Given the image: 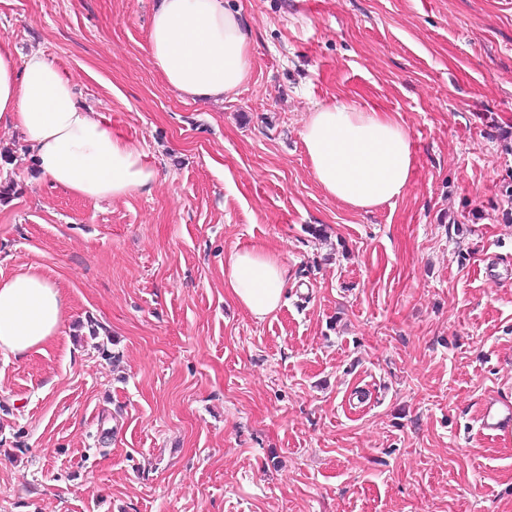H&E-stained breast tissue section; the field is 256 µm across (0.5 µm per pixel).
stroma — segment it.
<instances>
[{
    "mask_svg": "<svg viewBox=\"0 0 512 512\" xmlns=\"http://www.w3.org/2000/svg\"><path fill=\"white\" fill-rule=\"evenodd\" d=\"M253 38L224 102L173 93L151 0H0V39L74 77L144 152L151 193L89 201L0 128V276L67 296L58 336L0 352V512H512V0H231ZM396 115L403 196L347 209L300 132L318 103ZM288 264L256 319L224 258ZM479 430L488 435L512 434V399L491 397L481 403Z\"/></svg>",
    "mask_w": 512,
    "mask_h": 512,
    "instance_id": "stroma-1",
    "label": "stroma"
}]
</instances>
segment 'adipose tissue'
I'll return each mask as SVG.
<instances>
[{
    "mask_svg": "<svg viewBox=\"0 0 512 512\" xmlns=\"http://www.w3.org/2000/svg\"><path fill=\"white\" fill-rule=\"evenodd\" d=\"M149 57L180 96L220 102L249 79L252 43L228 0H155ZM20 131L40 175L81 198L109 200L151 192L158 169L112 132L79 98L74 79L47 56L18 57L0 40V128ZM311 174L345 207L395 205L414 172L411 136L393 114L358 102L318 105L301 130ZM288 266L260 247L231 252L224 289L253 317L275 313ZM66 298L48 276L28 267L0 278V351L23 357L58 335Z\"/></svg>",
    "mask_w": 512,
    "mask_h": 512,
    "instance_id": "obj_1",
    "label": "adipose tissue"
}]
</instances>
